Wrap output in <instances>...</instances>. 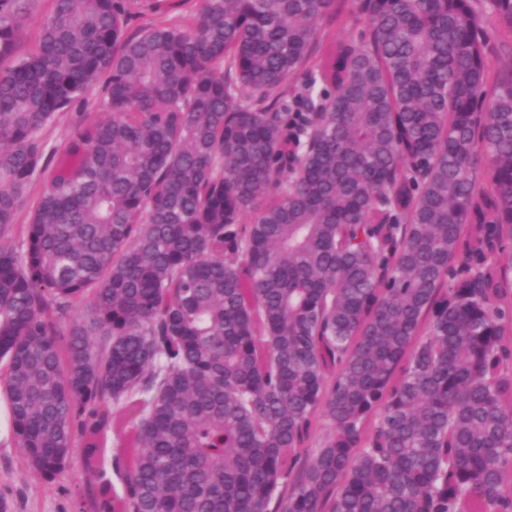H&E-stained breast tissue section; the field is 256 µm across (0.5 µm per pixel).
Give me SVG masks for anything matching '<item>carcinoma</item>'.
Here are the masks:
<instances>
[{"label":"carcinoma","mask_w":512,"mask_h":512,"mask_svg":"<svg viewBox=\"0 0 512 512\" xmlns=\"http://www.w3.org/2000/svg\"><path fill=\"white\" fill-rule=\"evenodd\" d=\"M29 4L0 0L25 466L81 446L77 512H512V0H148L130 34L131 0H49L19 55ZM101 97L98 90L77 99L68 112L60 113L43 131L47 151H58L67 142L73 125L83 113H101Z\"/></svg>","instance_id":"1"}]
</instances>
